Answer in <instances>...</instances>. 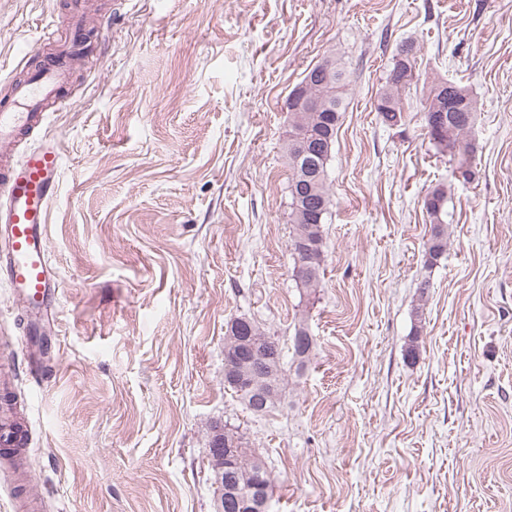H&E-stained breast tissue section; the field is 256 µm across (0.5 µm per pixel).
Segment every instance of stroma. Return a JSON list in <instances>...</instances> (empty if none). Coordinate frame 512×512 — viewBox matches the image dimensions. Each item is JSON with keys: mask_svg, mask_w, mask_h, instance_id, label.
<instances>
[{"mask_svg": "<svg viewBox=\"0 0 512 512\" xmlns=\"http://www.w3.org/2000/svg\"><path fill=\"white\" fill-rule=\"evenodd\" d=\"M105 44L46 128L61 147L45 307L0 287V384L29 440L0 512H214L212 424L272 470L270 512H512V0H97ZM65 0H0V83ZM416 43L402 120L375 110ZM347 69L324 274L297 287L285 101ZM478 112L474 175L430 142L434 80ZM448 251L427 264V193ZM238 317L278 339L280 404L224 386ZM314 338L298 369L299 321ZM416 345V359L405 357Z\"/></svg>", "mask_w": 512, "mask_h": 512, "instance_id": "35a3bbf8", "label": "stroma"}]
</instances>
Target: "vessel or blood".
<instances>
[{
	"mask_svg": "<svg viewBox=\"0 0 512 512\" xmlns=\"http://www.w3.org/2000/svg\"><path fill=\"white\" fill-rule=\"evenodd\" d=\"M84 9L85 0H69L66 36L58 37L53 26H45L39 64L0 96V283L8 285L15 300L32 307L57 283L46 228L59 189L61 150L48 134L22 159H13L12 149L41 128L48 104L67 103L74 61L92 51L85 39Z\"/></svg>",
	"mask_w": 512,
	"mask_h": 512,
	"instance_id": "1",
	"label": "vessel or blood"
}]
</instances>
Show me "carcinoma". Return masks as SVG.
Here are the masks:
<instances>
[{
  "instance_id": "obj_1",
  "label": "carcinoma",
  "mask_w": 512,
  "mask_h": 512,
  "mask_svg": "<svg viewBox=\"0 0 512 512\" xmlns=\"http://www.w3.org/2000/svg\"><path fill=\"white\" fill-rule=\"evenodd\" d=\"M415 55V46L407 43L401 46L389 71L385 85L377 97L375 109L379 112L382 121L395 126L401 121L400 94L405 86L403 82L404 68L411 65ZM348 74L337 62L333 63L331 84L326 87V97L323 101L324 124L322 127H313L316 136L312 141L310 152L301 159L293 156V145H288V166L290 171L296 169H309L318 174L317 186L309 198V217L298 220L294 213H289L290 223L294 224L293 235L290 242V250L293 258V267L299 269V285L306 288H314L320 279L324 262V236L322 225L329 213L330 185L328 184L327 164L331 157V150L336 137L341 112L344 111ZM456 91L454 96L448 98V110L444 112L434 111L436 103L442 98V94L448 90ZM476 102L470 92L454 82L441 80L431 91L428 97L424 120L431 143L441 153L453 156L456 169L463 171V178L468 180L472 176L471 166L473 158V146L466 139V134L472 127ZM447 193L443 189L431 191L424 201L426 212L432 220V232L428 242L426 254L427 261L432 264L440 259L448 249V225L442 219L443 207ZM297 367L305 365L314 344L313 337L305 324L295 328L292 338ZM277 357L271 361L274 370V380L278 382L280 390H285L288 384V374L283 361L281 348H276ZM236 435L243 438L242 448L238 452L236 464L238 470L246 471L252 468L254 451L249 439L240 431Z\"/></svg>"
}]
</instances>
